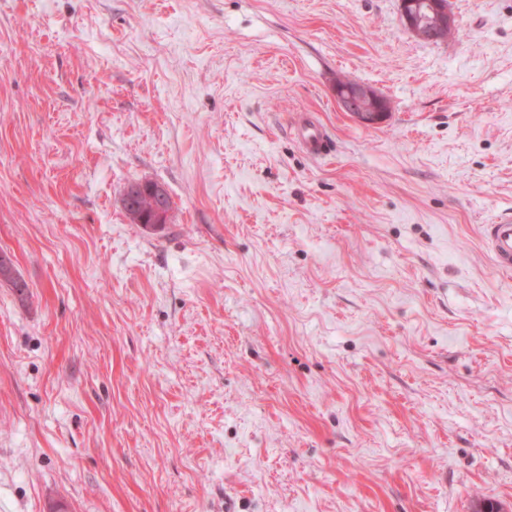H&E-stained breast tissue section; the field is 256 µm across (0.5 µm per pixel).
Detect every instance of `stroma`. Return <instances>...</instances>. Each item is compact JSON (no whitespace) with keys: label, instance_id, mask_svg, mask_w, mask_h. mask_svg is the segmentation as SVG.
Instances as JSON below:
<instances>
[{"label":"stroma","instance_id":"35a3bbf8","mask_svg":"<svg viewBox=\"0 0 512 512\" xmlns=\"http://www.w3.org/2000/svg\"><path fill=\"white\" fill-rule=\"evenodd\" d=\"M449 4L0 0V512H512V0ZM400 19L403 28L415 39L436 40L455 30L447 0H401ZM338 83L344 86V81L339 80ZM336 97L341 106L365 127L380 124L389 111L388 102L382 95L355 82H350L341 90L336 87ZM302 149L312 157L323 158L331 152V140L318 122L302 115L294 125ZM142 195L147 198L151 207L137 215L135 223L146 227L167 224L170 211L165 203V190L157 183L142 181L129 185L124 192L123 199L125 204L129 205L133 200L141 199ZM482 244L501 272L512 273V221L509 224L482 225Z\"/></svg>","mask_w":512,"mask_h":512}]
</instances>
